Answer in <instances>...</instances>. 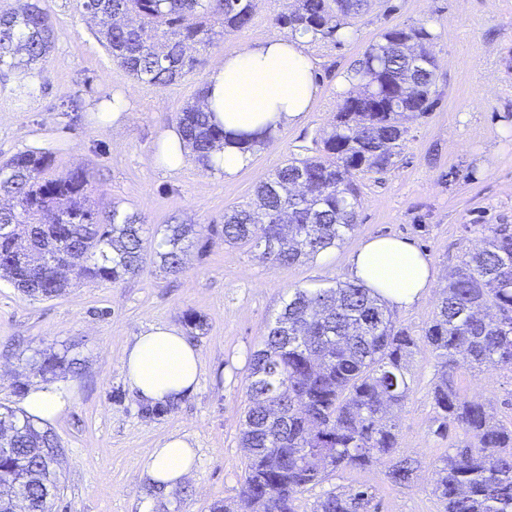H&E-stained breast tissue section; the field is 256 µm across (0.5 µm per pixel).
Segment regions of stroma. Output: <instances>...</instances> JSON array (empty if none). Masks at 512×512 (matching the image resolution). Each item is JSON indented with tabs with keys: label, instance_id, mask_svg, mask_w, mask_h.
<instances>
[{
	"label": "stroma",
	"instance_id": "stroma-1",
	"mask_svg": "<svg viewBox=\"0 0 512 512\" xmlns=\"http://www.w3.org/2000/svg\"><path fill=\"white\" fill-rule=\"evenodd\" d=\"M291 2L260 0L247 29L200 52L192 72L161 90L113 62L79 0H45L57 40L44 63V90L18 104L16 72L0 75V161L28 151L35 136L39 151L54 157L52 176L92 172L91 199L100 210L116 205L154 228L175 218L209 226L223 224L225 208L251 203L256 186L289 157L317 155L343 98L339 77L385 30L422 24L436 37V103L406 121L394 166L357 175L358 226L338 248L279 267L258 259L250 246H228L206 233L176 275L150 255L138 276L77 279L50 300L32 299L0 279V404L19 407L25 387L37 383L28 361L34 349H67L81 361L79 373L56 379L70 399L51 425L65 450L55 512H209L215 501H236L247 465L240 424L249 404V357L295 289L347 281L350 254L373 237L409 240L435 278L425 298L393 314L418 336L434 315L448 272L480 247L485 228L512 227V0H373L367 13L349 19L341 43L309 42L318 98L301 124L274 134L235 176L202 170L192 160L172 173L156 164V139L196 101L212 67L277 35L274 18ZM115 96L131 106L118 131L100 125L96 109ZM190 313L205 318V330L187 326ZM154 324L180 329L201 360L196 389L171 409L142 403L125 383L124 350ZM410 369L413 391L398 412L399 452L419 461L415 484L391 486L379 465L351 470L305 492L298 512H311L325 491L360 485L376 494L380 512H440L431 485L440 458L461 433L436 432L431 391L437 360L430 348L414 354ZM456 376L461 392L512 423V372H480L463 363ZM173 433L188 436L195 470L177 488L158 491L143 478L144 463Z\"/></svg>",
	"mask_w": 512,
	"mask_h": 512
}]
</instances>
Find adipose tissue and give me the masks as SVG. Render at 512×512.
I'll use <instances>...</instances> for the list:
<instances>
[{
    "label": "adipose tissue",
    "instance_id": "obj_1",
    "mask_svg": "<svg viewBox=\"0 0 512 512\" xmlns=\"http://www.w3.org/2000/svg\"><path fill=\"white\" fill-rule=\"evenodd\" d=\"M315 61L305 38L273 36L225 55L206 78L204 103L223 126L227 142L212 154L214 167L231 177L248 162L235 143L238 134L300 123L319 95ZM352 280L375 291L391 307L409 306L425 296L434 280L429 263L408 240L376 237L350 259ZM123 371L131 393L141 402L173 405L199 382L196 349L175 327L154 325L135 337L124 351ZM66 397L56 385L36 383L23 400L25 415L50 421L63 410ZM195 450L190 441L172 434L151 450L144 475L154 486L171 490L191 473Z\"/></svg>",
    "mask_w": 512,
    "mask_h": 512
}]
</instances>
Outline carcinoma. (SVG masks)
<instances>
[{
	"label": "carcinoma",
	"mask_w": 512,
	"mask_h": 512,
	"mask_svg": "<svg viewBox=\"0 0 512 512\" xmlns=\"http://www.w3.org/2000/svg\"><path fill=\"white\" fill-rule=\"evenodd\" d=\"M257 0H81L96 37L139 81L167 88L194 67L190 52L250 26ZM371 0H296L275 24L293 36L336 42L346 19ZM435 37L423 25L393 27L372 43L355 73L332 129L321 138L323 159H289L255 191L249 208L224 213L218 232L249 244L272 265L289 266L338 246L361 205L354 177L395 164L403 121L434 103ZM56 33L44 0H0V68L23 75L18 100L44 80ZM178 124L195 162L213 170L212 151L225 140L203 101L183 108ZM52 156L18 153L0 163V279L35 300L63 295L69 264L91 281L140 274L147 244L171 274L200 238L199 224H166L149 232L141 217L112 206L100 217L90 203L93 175L75 170L49 178ZM431 348L440 375L431 399L440 419L463 438L440 460L432 490L442 512H512V426L455 385L458 359L471 367L512 372V230L487 228L482 247L448 275L431 323L420 337L393 320L371 290L338 283L297 289L250 355V405L240 431L248 472L240 498L249 512H297L296 501L329 475L375 464L386 480L408 487L413 460L398 450L393 410L410 397L409 363L419 345ZM45 381L76 365L67 355L37 349L29 358ZM64 455L48 427L0 405V512L27 499L30 512H54L55 465ZM312 512H379L367 487L320 496Z\"/></svg>",
	"instance_id": "carcinoma-1"
}]
</instances>
